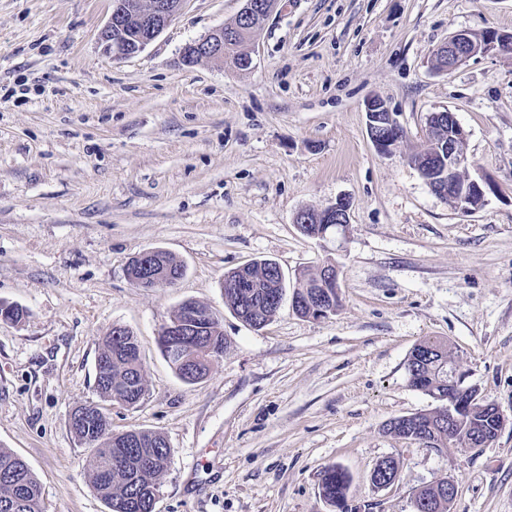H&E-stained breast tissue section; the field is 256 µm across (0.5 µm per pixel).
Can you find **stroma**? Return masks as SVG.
Returning <instances> with one entry per match:
<instances>
[{"mask_svg":"<svg viewBox=\"0 0 512 512\" xmlns=\"http://www.w3.org/2000/svg\"><path fill=\"white\" fill-rule=\"evenodd\" d=\"M242 5L185 0L143 52L117 60L99 42L112 0H0V302L25 311L0 321V446L35 475L42 512H109L69 416L98 402L99 344L120 324L139 341L146 394L105 409L113 432L169 443L154 512H332L319 494L331 465L370 512H412L415 491L446 475L453 512H512V53L450 73L434 61L454 32L512 31V0H280L249 70L184 65V48ZM373 96L403 131L386 154L367 132ZM445 110L486 187L474 210L441 200L410 162ZM342 198V235L300 233L299 211ZM154 248L184 264L175 285L128 279L129 260ZM263 259L288 294L256 329L222 283ZM329 261L340 307L300 317L298 273ZM187 300L227 338L196 384L158 345ZM427 336L500 410L489 446L437 451L387 432L436 406L406 372ZM387 457L399 476L378 489Z\"/></svg>","mask_w":512,"mask_h":512,"instance_id":"obj_1","label":"stroma"}]
</instances>
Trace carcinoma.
<instances>
[{
	"mask_svg": "<svg viewBox=\"0 0 512 512\" xmlns=\"http://www.w3.org/2000/svg\"><path fill=\"white\" fill-rule=\"evenodd\" d=\"M429 145L413 153L411 163L417 169L426 164L428 153L438 148L447 151L448 120L431 119ZM267 261L252 263L250 273L258 277L256 288L224 287L225 303L242 321L254 328H262L276 313L267 303L266 294L285 292V283H277L270 275L259 274ZM210 338L217 344L226 343L221 322L200 306ZM139 351L134 334L116 336L109 333L101 343L96 361V388L105 402L113 401L117 392L127 406L137 405L145 396L146 384L141 358L129 356ZM410 384L430 396L439 405L432 410L416 414L417 426L422 435L420 443L438 451L448 447V349L445 341L428 338L416 344L407 359ZM454 433L460 445L471 448L484 447L493 442L503 428V422L494 413L475 403L457 413ZM75 438L84 445L96 448L91 469V483L109 512H154L158 481L165 472L170 448L165 437L155 431L141 430L139 438L156 457V462L139 469L135 481L129 482L128 471L120 456L131 452L119 448L125 434L114 433L108 426H93L91 430L71 424ZM396 461L388 457L382 460L372 475V484L380 487L392 483L396 477ZM348 474L338 466L328 467L321 476L320 496L326 504L339 506L340 512H357L348 507ZM454 498L448 495V478L442 477L419 488L413 497V512H451ZM0 512H42L40 487L27 464L6 448L0 447Z\"/></svg>",
	"mask_w": 512,
	"mask_h": 512,
	"instance_id": "carcinoma-1",
	"label": "carcinoma"
}]
</instances>
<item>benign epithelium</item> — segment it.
<instances>
[{"instance_id": "obj_1", "label": "benign epithelium", "mask_w": 512, "mask_h": 512, "mask_svg": "<svg viewBox=\"0 0 512 512\" xmlns=\"http://www.w3.org/2000/svg\"><path fill=\"white\" fill-rule=\"evenodd\" d=\"M183 0H147L145 8L137 14L138 36L130 46L124 43L126 38L127 5L124 0H112V13L101 31L100 43L104 50L114 57L125 59L142 52L150 45L179 14ZM238 37V33H224V28L212 30L203 38L184 48L183 62L191 64L197 59L224 57V45L230 44ZM512 50V33L498 30H487L484 37L476 40L469 31H459L448 38L436 50L440 59V68L452 72L462 63L477 54L509 52ZM367 126L370 139L379 152L388 153L396 144L392 130L395 122L384 101L376 96L369 98L365 104ZM467 134L456 121L453 114H448V152L447 155L433 154L423 169V178L430 186L437 185L435 173L442 167L448 169L447 189L441 191V199L448 203L461 205L459 188L461 182L457 179L459 170L467 162ZM323 230L315 235L317 239L327 238V234L349 224V204L340 199L331 206L318 212ZM134 264L138 270L148 271V276L134 279L144 288H151L159 283L177 282L176 275L164 266L163 255L158 250L145 251L135 257ZM339 270L333 264H326L319 270V286L328 289L338 287ZM166 353L183 363L193 361L208 365L214 358L224 353V350L213 342L200 339L195 347V353L189 354V349L182 343L170 341L165 346ZM464 371L457 362L448 364V408H453L465 399Z\"/></svg>"}]
</instances>
